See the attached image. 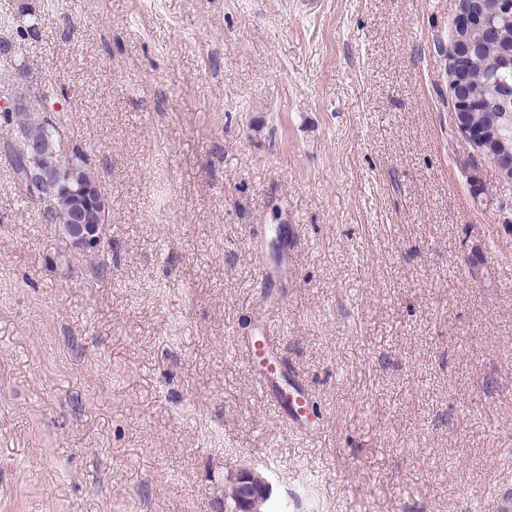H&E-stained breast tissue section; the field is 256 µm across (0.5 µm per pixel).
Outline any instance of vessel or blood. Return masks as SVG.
<instances>
[{"instance_id":"obj_1","label":"vessel or blood","mask_w":512,"mask_h":512,"mask_svg":"<svg viewBox=\"0 0 512 512\" xmlns=\"http://www.w3.org/2000/svg\"><path fill=\"white\" fill-rule=\"evenodd\" d=\"M239 351L250 363L254 384L262 396L297 432L315 434L319 411L300 375L283 362L278 338L246 336Z\"/></svg>"}]
</instances>
